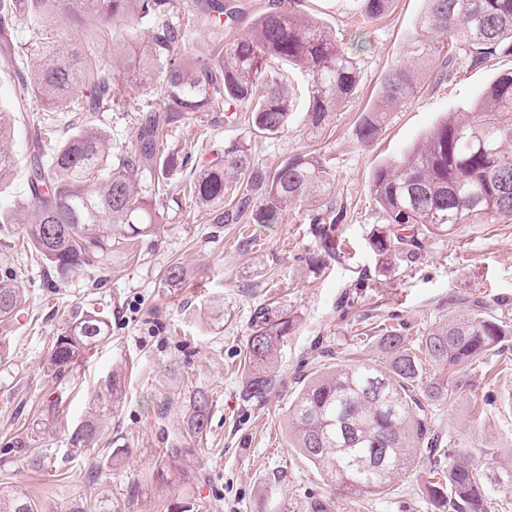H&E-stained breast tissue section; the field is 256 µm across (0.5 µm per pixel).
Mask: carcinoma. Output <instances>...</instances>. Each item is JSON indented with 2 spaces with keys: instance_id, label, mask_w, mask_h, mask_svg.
Segmentation results:
<instances>
[{
  "instance_id": "1",
  "label": "carcinoma",
  "mask_w": 512,
  "mask_h": 512,
  "mask_svg": "<svg viewBox=\"0 0 512 512\" xmlns=\"http://www.w3.org/2000/svg\"><path fill=\"white\" fill-rule=\"evenodd\" d=\"M304 0H268L245 30L224 39L239 12L226 0H193L183 12L176 0H0V52L15 48L12 25L21 10L40 20L33 29L44 49L39 64L19 82L17 103L35 99L46 112L70 113V133L59 139L50 161L32 156L27 185L34 218L25 210L0 205V224L23 225L24 238L57 277L67 279L112 261L133 262L139 244L155 235L165 218L157 202L142 194L143 176L154 178L156 195L177 209L205 208L217 224H279L290 203L309 207L319 237L311 263L336 256L331 234L336 209L321 204L334 179L332 169L313 152L288 157L275 168L254 163L244 142L230 141L224 157L204 164L170 147L171 133L200 115L210 123L247 118L255 134L277 136L288 130L295 91L288 69L309 77L308 122L323 131L361 81L357 59L339 47L303 8ZM390 0H363V16L378 19ZM419 31L407 54L386 69L376 102L361 116L355 135L373 142L386 113L405 105L420 85L419 65H433L440 81L462 59L470 68L512 54V0H425ZM82 18L97 21V40L112 43L123 70L103 64L84 42L72 38ZM146 26L147 39L132 37ZM208 30L207 53L195 54L192 36ZM157 107L141 120L136 142L118 153L89 121L94 112L120 106L144 87ZM10 124L0 111V189L13 175L16 155L7 143ZM190 175L177 185L173 176ZM370 194L382 215L370 238L384 260L411 255L419 238L448 235L460 224H488L512 217V71L498 75L472 103L471 111L450 112L403 155L374 169ZM186 278L180 264L167 267L166 285ZM27 303L17 278L0 279V323L16 317ZM474 308L448 313V319L421 336L418 351L392 329L382 337L384 360L333 364L311 373L289 406L291 447L321 475L363 495L389 489L416 462L417 450L445 449L448 466L429 471L424 483L433 512H488L492 489H512V467L469 460V443L448 442L428 417L427 407L456 396L475 363L512 336V326ZM280 314L255 325L248 339L245 397L262 402L275 391L277 354L293 330ZM108 316L81 311L56 338L49 365L60 372L110 336ZM125 398L124 374L115 369L101 382L92 408L72 429L77 452L101 434L103 413ZM211 411L209 394L192 392L184 423L202 437ZM0 512H38L28 493L0 494ZM92 512H119L112 495L97 493Z\"/></svg>"
}]
</instances>
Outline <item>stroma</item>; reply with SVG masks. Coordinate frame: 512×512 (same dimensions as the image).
Returning <instances> with one entry per match:
<instances>
[{"label":"stroma","mask_w":512,"mask_h":512,"mask_svg":"<svg viewBox=\"0 0 512 512\" xmlns=\"http://www.w3.org/2000/svg\"><path fill=\"white\" fill-rule=\"evenodd\" d=\"M424 9V0H391L384 16L366 24L367 46L357 54L362 81L320 134L308 131V97L301 92L284 135L258 137L238 122L216 127L205 141L192 129L171 138L201 161L239 139L266 168L296 153L319 155L336 174L324 200L343 213L335 231L342 245L327 268L311 265L315 227L306 207L295 204L278 224H217L207 210L169 207L166 224L140 244L135 262L65 281L32 251L0 264V277L16 276L28 294L24 321L0 324V489H25L42 512H67L75 496L104 488L119 512H166L173 503L192 507L211 499L219 501V512H431L422 493V466L384 492L353 495L328 485L290 447L287 425L300 377L350 357L382 359L386 330L400 329L418 343L471 294L512 325V218L424 238L414 256H398L389 266L369 244L380 222L369 194L375 167L405 153L447 113L466 112L493 78L512 69V56H500L478 69L459 64L442 83L426 77L414 100L389 113L375 143L358 144L357 121L376 101L389 64L405 54ZM33 24V18H20V52L0 57V110L11 117L10 145L18 160L11 184L0 192L9 203L28 200L25 172L39 124L49 120L63 131L69 121L66 113L42 112L35 101L17 106L19 80L38 52ZM155 106L147 88L119 109L97 113L94 123L114 149H122L135 141L139 115ZM174 262L187 270L178 288L163 280ZM90 307L108 311L111 336L69 371L54 375L48 357L57 336L73 312ZM261 312L288 314L294 332L277 365L281 383L259 404L245 400L243 382L247 341ZM123 363L133 372L101 439L70 452L68 427L80 421L93 392ZM199 388L210 396V420L203 437L190 439L181 434L183 414ZM511 397L512 339L504 351L484 357L464 390L438 407V431L473 442L476 462H484L490 448L489 458L510 465ZM55 398L63 413L51 425L40 408ZM174 443L188 449L184 465L201 473L200 482H183L161 462L160 449ZM116 448L125 454L115 461ZM33 451L50 457L48 471L27 469L24 458Z\"/></svg>","instance_id":"35a3bbf8"}]
</instances>
